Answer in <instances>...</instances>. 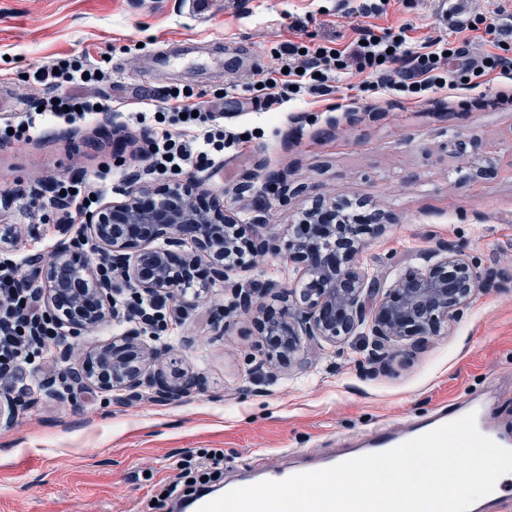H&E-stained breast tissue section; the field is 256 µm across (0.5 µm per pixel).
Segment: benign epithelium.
Here are the masks:
<instances>
[{
	"label": "benign epithelium",
	"instance_id": "1",
	"mask_svg": "<svg viewBox=\"0 0 512 512\" xmlns=\"http://www.w3.org/2000/svg\"><path fill=\"white\" fill-rule=\"evenodd\" d=\"M336 201L319 200L296 224L285 241L262 239L249 254L288 253L301 266L304 287L277 290L271 302L257 304L250 288L229 283V272L246 264L243 225L224 214V206L198 203L196 187L176 181L158 187L132 182L119 203H105L85 217L91 237L118 254L112 275L90 260L77 258L72 245L59 244L43 272L52 311L77 332L115 318V295L125 291L137 298L177 295L191 297L188 307L211 283L221 281L231 294L229 308L256 318L267 345L270 364L299 360L303 340L342 344L357 335L368 338L370 360L381 362L402 341L420 347L458 317L476 292L496 284L499 275L481 270L452 246L425 257V264L400 274L384 288L354 266L363 246L360 226L337 224ZM168 240L164 249L142 248L129 256L134 242ZM153 351L135 332L112 337V343L91 351L79 379L102 390L119 387L135 395L143 388L175 399L196 388L192 378L149 375Z\"/></svg>",
	"mask_w": 512,
	"mask_h": 512
}]
</instances>
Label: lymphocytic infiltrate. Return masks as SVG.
<instances>
[{"label": "lymphocytic infiltrate", "mask_w": 512, "mask_h": 512, "mask_svg": "<svg viewBox=\"0 0 512 512\" xmlns=\"http://www.w3.org/2000/svg\"><path fill=\"white\" fill-rule=\"evenodd\" d=\"M390 0H343L346 14L357 16L351 42L332 49L322 43L287 41L278 54L284 70L263 78L251 100L255 110L274 112L285 103L305 97L319 99L332 95L341 77L351 73L369 74L363 89L379 100L398 97L420 103L430 94L478 87L497 86L496 97L512 102V46L505 45L508 31L485 24L483 16H469L465 0H453L451 15L457 16L458 36L413 42L408 26L398 30L375 31L367 19L386 12ZM484 30L492 47L485 50L470 39V32ZM34 82L49 88L37 108L24 114L0 116V137L13 135L22 140L43 128L64 121L75 123L110 114L112 98L105 88L112 74L87 56H63L34 71ZM157 119L150 131L149 153L153 168L163 174L179 175L191 167L213 164L216 154L233 144L212 115V110L196 102L191 89L166 90L155 106ZM103 189L91 182L61 180L54 183L50 205L73 208L82 214L86 203L95 202ZM60 323L42 305V292L33 277L20 273L16 262L0 263V379L7 380L18 393H28L23 374L34 355L50 354ZM218 457L201 453L198 458L176 464L174 479L163 485L168 499L189 492L192 484H206L213 476Z\"/></svg>", "instance_id": "obj_1"}]
</instances>
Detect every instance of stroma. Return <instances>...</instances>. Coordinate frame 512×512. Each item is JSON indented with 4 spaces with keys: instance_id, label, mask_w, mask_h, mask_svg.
<instances>
[{
    "instance_id": "1",
    "label": "stroma",
    "mask_w": 512,
    "mask_h": 512,
    "mask_svg": "<svg viewBox=\"0 0 512 512\" xmlns=\"http://www.w3.org/2000/svg\"><path fill=\"white\" fill-rule=\"evenodd\" d=\"M341 0H0V114L23 112L42 89L30 76L66 55L104 59L113 104L170 87L223 103L237 136L221 166L192 173L199 193L219 200L252 238L288 239L292 222L320 199H347L382 211L390 222L366 238L355 258L369 277L389 284L446 242L502 281L477 293L460 318L421 348H394L375 366L361 337L341 345L306 343L298 362L262 365L249 316L227 311L223 283L195 311L165 330L145 333L157 353L152 371L177 369L198 387L175 400L151 390L126 397L97 388L67 396L18 395L0 384V512H153L174 463L220 449L223 480L274 467L285 471L342 453L373 431L424 418L452 404L482 403L489 420L512 437V105L493 101V87L426 103L374 104L361 76H346L330 101L293 111L241 112L252 93L233 67L229 45L244 47L253 72L276 70L280 43L351 37L353 18ZM303 29L291 26L292 18ZM376 30L412 25L415 40L452 36L448 0H391L373 17ZM118 129L97 123L54 127L27 142L0 141V226L11 227V254L22 273L48 265L74 230L53 209L30 216L29 201L56 180L105 176L118 203L130 178H164L140 157L142 128L118 116ZM475 152L456 149L459 139ZM493 173L473 176V157ZM287 173L280 201L265 185ZM301 274L287 254L260 253L231 281L262 294L267 284L296 287ZM225 308L220 325L211 312ZM115 322L65 332L38 382L80 369L87 353L111 342Z\"/></svg>"
}]
</instances>
